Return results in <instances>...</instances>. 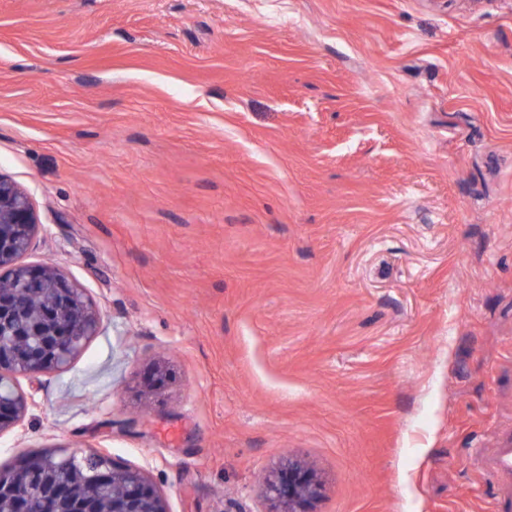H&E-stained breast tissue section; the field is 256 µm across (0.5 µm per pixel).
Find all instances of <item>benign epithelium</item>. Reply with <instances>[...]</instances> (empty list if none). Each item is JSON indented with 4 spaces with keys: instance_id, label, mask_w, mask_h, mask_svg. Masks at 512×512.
I'll list each match as a JSON object with an SVG mask.
<instances>
[{
    "instance_id": "benign-epithelium-1",
    "label": "benign epithelium",
    "mask_w": 512,
    "mask_h": 512,
    "mask_svg": "<svg viewBox=\"0 0 512 512\" xmlns=\"http://www.w3.org/2000/svg\"><path fill=\"white\" fill-rule=\"evenodd\" d=\"M38 219L31 198L0 174V435L17 428L29 399L19 378L33 379L68 367L99 334L101 314L81 286L51 263L31 266L22 258L31 249ZM60 480L56 461L87 462ZM112 485V496L102 486ZM271 512H309L323 494L309 473L290 468L264 478ZM169 512L164 493L141 469L116 465L104 453L60 450L26 456L0 470V512Z\"/></svg>"
}]
</instances>
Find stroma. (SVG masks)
<instances>
[{"label": "stroma", "mask_w": 512, "mask_h": 512, "mask_svg": "<svg viewBox=\"0 0 512 512\" xmlns=\"http://www.w3.org/2000/svg\"><path fill=\"white\" fill-rule=\"evenodd\" d=\"M24 261L99 336L0 435L170 512H512V0H0ZM165 386L143 387L154 364ZM263 490L272 503L271 512H309L308 506L323 494L322 484L298 468L265 477Z\"/></svg>", "instance_id": "1"}]
</instances>
